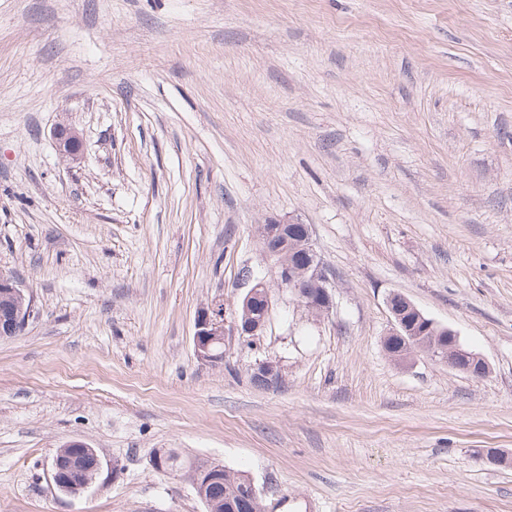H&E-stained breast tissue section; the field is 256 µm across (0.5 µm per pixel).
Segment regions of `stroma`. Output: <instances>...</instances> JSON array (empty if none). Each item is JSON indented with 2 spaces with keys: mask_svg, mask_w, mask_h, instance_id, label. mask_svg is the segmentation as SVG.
<instances>
[{
  "mask_svg": "<svg viewBox=\"0 0 512 512\" xmlns=\"http://www.w3.org/2000/svg\"><path fill=\"white\" fill-rule=\"evenodd\" d=\"M268 217L310 226L334 308L276 290L242 337ZM1 271L37 314L0 337V512H206L167 450L266 512H512V0H0ZM394 292L489 374L394 361ZM74 441L105 466L67 496ZM53 137L63 157L74 159L78 156L80 140L70 127L64 124L57 125L53 129ZM224 337V299L218 298L197 314L193 336L196 358L205 363H220L214 349L217 345L224 347ZM250 376L265 389L276 388L282 381L280 365L271 360H259L253 364ZM69 446V448H60L59 450L67 454L70 448H80L81 460L77 462L76 457L67 458L55 453L49 460V468L56 488H62L63 482L66 481L69 473L82 472L83 474V471L78 468V466H82L85 476L77 477L76 483L70 481L66 490L68 495L77 496L87 491L96 480L103 468V462L95 448H90L82 442H73ZM85 469L87 470L85 471Z\"/></svg>",
  "mask_w": 512,
  "mask_h": 512,
  "instance_id": "1",
  "label": "stroma"
}]
</instances>
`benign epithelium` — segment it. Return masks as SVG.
Returning a JSON list of instances; mask_svg holds the SVG:
<instances>
[{
	"instance_id": "obj_1",
	"label": "benign epithelium",
	"mask_w": 512,
	"mask_h": 512,
	"mask_svg": "<svg viewBox=\"0 0 512 512\" xmlns=\"http://www.w3.org/2000/svg\"><path fill=\"white\" fill-rule=\"evenodd\" d=\"M53 137L62 156L72 159L78 156L80 140L71 128L59 124L53 129ZM291 223V219L271 217L255 225V234L266 259L272 264L277 288L291 294L312 316L321 318L329 314L334 306L333 295L328 287L329 274L314 248L311 231H306L299 240H288V226ZM1 294L27 299L25 307L7 305L0 309V337L16 336L34 315L33 297L25 292L18 280L2 272ZM269 305V286L265 280H258L241 301L236 320L240 336L261 335L266 325ZM387 307L392 317V329L387 338H398L408 348L399 359L404 360L413 353H425L474 378H483L489 373L485 358L466 348L457 331L426 316L406 296L390 294ZM224 337V300L218 298L197 314L193 336L196 358L205 363H219L214 349L224 344ZM250 376L266 389L276 388L282 381L280 365L271 360H260L253 364ZM70 447L80 449L82 458L55 454L49 460V468L58 488L63 486L68 474L79 472L81 467L85 468L84 475L77 477L67 489V494L77 496L87 491L96 480L103 462L96 449L82 442H73ZM250 490L251 495L238 499L224 508V512H253L258 490L253 483L250 484Z\"/></svg>"
}]
</instances>
